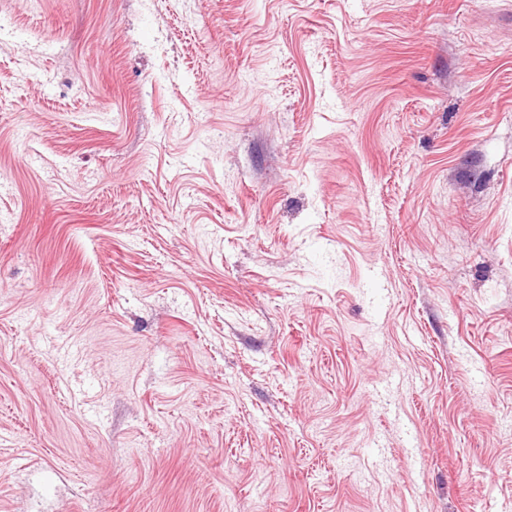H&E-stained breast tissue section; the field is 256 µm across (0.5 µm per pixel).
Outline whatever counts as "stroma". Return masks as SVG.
<instances>
[{
    "label": "stroma",
    "instance_id": "obj_1",
    "mask_svg": "<svg viewBox=\"0 0 512 512\" xmlns=\"http://www.w3.org/2000/svg\"><path fill=\"white\" fill-rule=\"evenodd\" d=\"M0 512H512V0H0Z\"/></svg>",
    "mask_w": 512,
    "mask_h": 512
}]
</instances>
